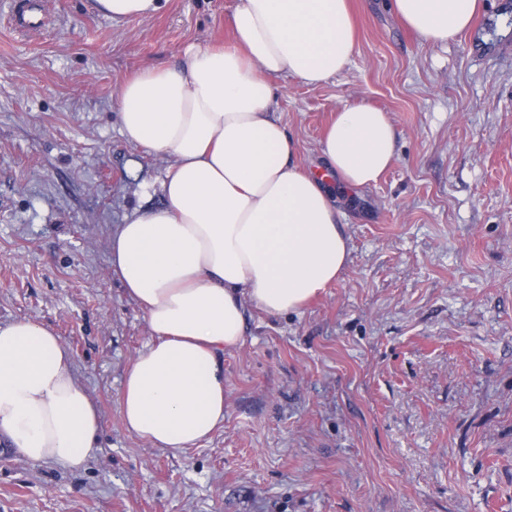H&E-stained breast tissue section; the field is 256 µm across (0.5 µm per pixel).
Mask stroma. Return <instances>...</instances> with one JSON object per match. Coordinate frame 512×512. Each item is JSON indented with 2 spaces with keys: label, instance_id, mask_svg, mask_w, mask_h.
<instances>
[{
  "label": "stroma",
  "instance_id": "35a3bbf8",
  "mask_svg": "<svg viewBox=\"0 0 512 512\" xmlns=\"http://www.w3.org/2000/svg\"><path fill=\"white\" fill-rule=\"evenodd\" d=\"M0 0V323L55 331L100 412L72 471L0 446V512H512V0L433 46L391 0H352L350 64L273 76L307 169L336 109L387 112L398 156L340 200L339 279L301 312H246L224 355V425L184 451L126 432L121 391L150 340L113 274L114 225L161 204L165 161L120 132L117 83L228 43L238 0H167L121 24L51 0L41 35Z\"/></svg>",
  "mask_w": 512,
  "mask_h": 512
}]
</instances>
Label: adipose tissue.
Wrapping results in <instances>:
<instances>
[{"label": "adipose tissue", "instance_id": "adipose-tissue-1", "mask_svg": "<svg viewBox=\"0 0 512 512\" xmlns=\"http://www.w3.org/2000/svg\"><path fill=\"white\" fill-rule=\"evenodd\" d=\"M392 5L438 44L470 26L478 0ZM229 26L231 46L143 68L113 98L122 135L169 161L165 205L134 209L109 241L152 336L126 375L123 421L157 448L197 446L223 424L224 353L244 341L247 305L296 313L336 281L349 246L334 198L376 184L397 157L389 116L348 103L321 142L327 175L308 172L272 115L269 76L317 85L349 64V0H238ZM99 419L60 336L30 319L0 324V438L28 459L80 469Z\"/></svg>", "mask_w": 512, "mask_h": 512}]
</instances>
